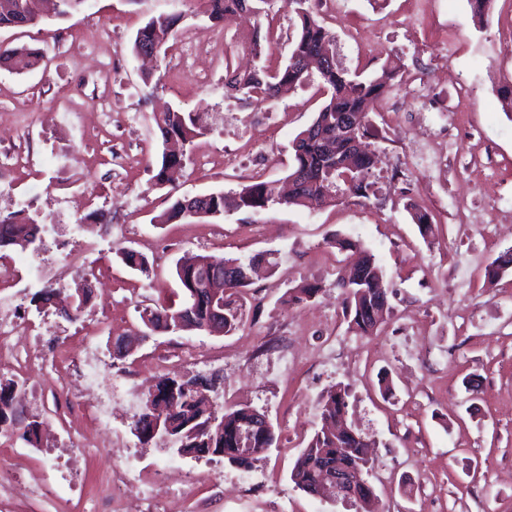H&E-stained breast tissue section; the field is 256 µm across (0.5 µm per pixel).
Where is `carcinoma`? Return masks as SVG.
<instances>
[{
  "instance_id": "carcinoma-1",
  "label": "carcinoma",
  "mask_w": 512,
  "mask_h": 512,
  "mask_svg": "<svg viewBox=\"0 0 512 512\" xmlns=\"http://www.w3.org/2000/svg\"><path fill=\"white\" fill-rule=\"evenodd\" d=\"M48 0H0V28L17 27L19 22L36 26L45 19L44 5ZM274 0H207L209 18L227 22L245 9L253 15L267 13ZM289 12L294 15L295 34L291 38V50L287 63L271 67L263 64L252 70L240 72L231 69L225 61L226 86L231 95L241 100L266 102L277 98L285 87L303 88L316 85V93L323 98L309 126L301 130L293 142V157L288 178L293 192L286 200L276 198L273 183L251 177L239 185L238 190L208 194L204 215L207 219H221L230 211L259 213L274 205L314 208L338 200L369 198L372 183L368 179L377 169L380 156L367 149L353 154L347 139H366L369 129V112L373 102L381 100L395 86V80L403 68L397 56L387 60L380 71L362 79L357 73L336 63L334 36L324 19L313 7V0H286ZM181 15L160 14L151 17L136 32L132 52L138 56L153 49L166 52L169 39ZM46 62V52L41 48L25 45H0V66L18 72H27ZM153 122L161 135V160L154 174V181L164 185L171 181L170 169L184 166L189 158L193 140L201 134L197 118L179 109H168L153 115ZM349 125V138L342 134L343 125ZM184 199L177 198L154 218L156 224H172L186 218ZM412 221L422 237L433 230L432 215L425 207L411 209ZM42 228L29 224L15 213L0 214V249L15 248L22 252L34 246L40 239ZM331 247L346 252L350 264L349 275L341 277L337 286L342 289L343 313L349 328L360 336L376 334L384 320L380 314L388 305V288L385 273L376 256L360 244L335 239ZM278 251L267 250L248 259L198 255L200 265L219 264L238 267L265 266L270 273L278 267ZM123 264L131 270L150 276L153 268L148 260L132 249L119 252ZM512 267V248L502 252L485 268L488 281L493 282ZM181 286L183 301L175 307L158 305L144 307L150 314L143 323L147 340L156 334L164 323L181 322L184 331L228 335L243 321L247 282L230 283L225 276L205 281L191 279L190 268L175 266ZM322 286L318 283H302L282 298L286 305L299 304L315 298ZM17 383L0 382V434L14 431L22 423L12 405V391ZM159 396H146L140 403L132 431L138 441L148 445L154 441V421L165 411L164 421L169 423V435L176 438L177 451L191 457L219 455L231 461L240 453L242 440L251 429L258 410L249 407L226 409L219 412L203 393V380L198 376L177 378L162 376L155 385ZM349 389L339 382L327 389L320 400L321 425L314 432L307 446L297 458L291 472V480L310 496H319L324 474L336 470L352 476L366 478L369 465V449L374 443L361 433L339 431L336 421L343 418L348 408ZM224 422L223 431L209 425L211 418ZM24 424V423H22ZM41 422L32 420L23 427L22 438L34 444L39 441ZM355 512H379L378 499H371L360 482H355L348 496Z\"/></svg>"
}]
</instances>
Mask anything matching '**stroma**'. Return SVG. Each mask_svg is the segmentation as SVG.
Returning a JSON list of instances; mask_svg holds the SVG:
<instances>
[{"label":"stroma","mask_w":512,"mask_h":512,"mask_svg":"<svg viewBox=\"0 0 512 512\" xmlns=\"http://www.w3.org/2000/svg\"><path fill=\"white\" fill-rule=\"evenodd\" d=\"M162 13L181 14L178 35L206 41L223 29L211 54L144 84L131 44L138 28ZM107 25L111 40L85 44L83 31ZM327 25L339 64L367 78L400 56V87L375 103L372 145L381 163L368 200L317 209L281 208L154 224L169 193L204 195L238 189L245 173L261 168L269 181L288 173L295 136L313 119L320 99L306 87L264 103L226 95V63L252 60L255 35L276 33L265 46L271 64L288 57L294 30L288 9L260 20L209 19L203 0H87L65 18L33 27L2 28L0 41L45 48L50 64L22 74L0 68V212L14 201L41 202L33 217L45 232L36 251L46 270L72 260L74 274L57 280L68 295L82 284L94 292L80 323L36 309L32 288L0 284L29 339L79 359L94 358V401L112 403L110 430L85 428L70 437L73 415L52 392L56 371L35 363L19 370L0 358V380L26 378V417L43 421L40 443L0 435V478L29 484L24 498L0 497V512H124L132 496L168 470L159 507L146 512H354L298 489L292 467L319 422L321 393L339 382L350 388L349 416L375 440L368 480L381 512H512V268L493 284L484 269L512 247V117L499 98L512 85V0H491L478 24L469 0H343ZM448 63L472 98L466 112L427 110L415 90ZM209 112V130L194 140L193 158L175 191L153 180L162 146L153 112L165 105ZM74 113L68 130L51 128L50 113ZM266 156L246 154L240 170L225 169L224 153L240 140L225 136L223 113ZM428 127L454 158L406 172L388 182L398 149ZM209 163L199 166L198 157ZM428 207L435 231L422 239L409 214ZM108 212L103 226L94 218ZM81 229H74L75 220ZM497 227L487 239L467 223ZM346 238L370 250L390 286V314L378 335L350 331L336 288L339 254L329 242ZM147 257L151 276L127 268L120 249ZM275 249L274 275L248 289L243 324L233 334L169 332L141 343L123 360L112 342L142 327L140 303L177 300L174 274L184 255L247 258ZM307 281L321 292L308 303L281 304L288 285ZM286 342L300 362L287 373L267 364ZM388 374L393 392L381 396ZM202 375L217 381V402L266 414L279 435L248 468L215 456L181 457L161 444L141 445L132 433L139 410L121 394L131 379L142 388L158 377ZM122 479L106 483L115 466ZM193 482H182L185 473Z\"/></svg>","instance_id":"stroma-1"}]
</instances>
